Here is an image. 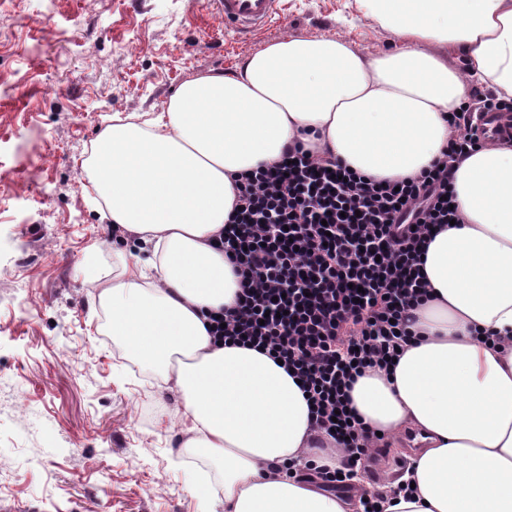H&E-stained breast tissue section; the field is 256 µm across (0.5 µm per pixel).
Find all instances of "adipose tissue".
<instances>
[{
    "label": "adipose tissue",
    "instance_id": "adipose-tissue-1",
    "mask_svg": "<svg viewBox=\"0 0 512 512\" xmlns=\"http://www.w3.org/2000/svg\"><path fill=\"white\" fill-rule=\"evenodd\" d=\"M393 36L370 56L340 37L291 36L237 73L199 75L164 112L113 118L84 165L101 218L117 231L120 274L98 296L112 336L173 380L187 445L218 463L224 512H360L358 496L290 477L314 456L342 467L340 447L313 453L296 378L268 353L214 345L209 317L239 282L209 240L228 222L241 174L303 142L378 179L419 176L447 145L449 113L473 85L512 100V0H360ZM459 49L464 68L442 45ZM461 223L428 243L431 298L388 369L359 377L364 426L419 431L408 472L384 512H512V141L493 140L456 167ZM489 333L479 341V333ZM413 482V492L400 491Z\"/></svg>",
    "mask_w": 512,
    "mask_h": 512
}]
</instances>
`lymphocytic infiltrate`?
I'll list each match as a JSON object with an SVG mask.
<instances>
[{"label":"lymphocytic infiltrate","instance_id":"1","mask_svg":"<svg viewBox=\"0 0 512 512\" xmlns=\"http://www.w3.org/2000/svg\"><path fill=\"white\" fill-rule=\"evenodd\" d=\"M501 107L485 98L449 114L441 163L416 180H374L296 144L235 182L238 208L213 246L241 291L209 332L282 360L302 382L316 441L341 444L349 465L366 459L370 442L349 406L351 386L407 345L410 312L426 296L424 244L458 218L448 201L455 167L484 143L471 114Z\"/></svg>","mask_w":512,"mask_h":512}]
</instances>
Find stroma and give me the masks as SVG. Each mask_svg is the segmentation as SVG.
<instances>
[{"label":"stroma","instance_id":"35a3bbf8","mask_svg":"<svg viewBox=\"0 0 512 512\" xmlns=\"http://www.w3.org/2000/svg\"><path fill=\"white\" fill-rule=\"evenodd\" d=\"M280 11L250 33L192 0H0V512H224L173 385L112 343L90 299L87 254L101 283L121 267L84 162L113 115L163 111L185 80L270 42L392 45L357 0Z\"/></svg>","mask_w":512,"mask_h":512}]
</instances>
